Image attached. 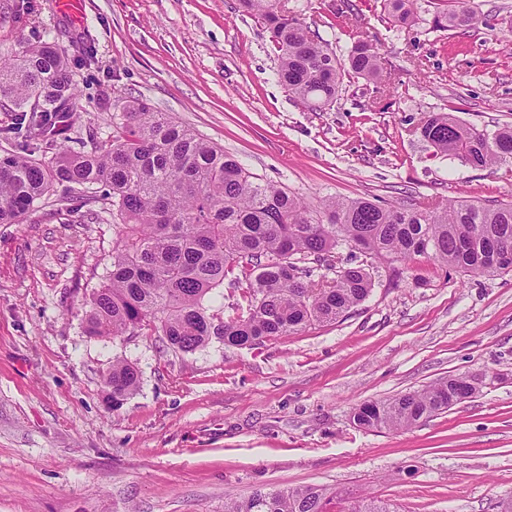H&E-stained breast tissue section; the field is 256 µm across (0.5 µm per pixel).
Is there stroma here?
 <instances>
[{"label": "stroma", "mask_w": 512, "mask_h": 512, "mask_svg": "<svg viewBox=\"0 0 512 512\" xmlns=\"http://www.w3.org/2000/svg\"><path fill=\"white\" fill-rule=\"evenodd\" d=\"M345 57L377 44L382 79L344 80L335 103L302 104L278 82L267 27L239 0H0V53L47 40L72 52L79 95L68 145L105 142L133 100L169 112L245 168L312 203L398 207L512 201V158L475 169L419 127L449 113L512 127V0H471L475 26L435 28L437 0L401 27L387 0H282ZM105 188L56 186L0 224V512H224L256 488L323 486L337 512L371 495L397 512H500L512 498V272L452 270L420 255L374 262L370 296L336 321L251 348L192 353L142 330L85 331L83 302L111 269ZM80 202L62 211V196ZM141 386L103 399L115 355ZM451 377L472 398L406 429H365L356 405Z\"/></svg>", "instance_id": "stroma-1"}]
</instances>
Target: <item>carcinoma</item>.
<instances>
[{"instance_id":"obj_1","label":"carcinoma","mask_w":512,"mask_h":512,"mask_svg":"<svg viewBox=\"0 0 512 512\" xmlns=\"http://www.w3.org/2000/svg\"><path fill=\"white\" fill-rule=\"evenodd\" d=\"M243 12L264 21L278 52L276 76L303 103L336 101L343 77L377 81L382 63L372 40L355 42L340 60L328 43L280 6V0H239ZM470 0L441 7L434 26L443 30L478 22ZM414 0H389L392 17L405 24ZM84 46L69 57L53 42L24 47L0 61V96L23 110L27 131L51 145L66 134L62 108L77 96L72 68ZM108 145L64 149L43 163L31 148L0 155V224H17L56 185L103 184L112 197V270L86 302V333L115 340L144 329L164 336L174 350L193 352L216 338L247 347L337 320L373 290L367 270L379 260L423 255L442 266L496 275L512 271V202L452 201L433 210L402 208L377 200L327 199L311 207L285 188L261 182L233 156L156 112L143 101L125 107ZM421 137L472 168L493 166L512 148V129L493 134L449 113L428 115ZM349 265L332 278L313 279L306 260L325 262L341 247ZM296 274L288 275V268ZM248 281V307L226 319L207 303L227 277ZM107 400L119 409L140 384L139 367L112 361L104 378ZM475 387L450 378L353 412L360 426L408 428L471 397ZM331 493L317 486L253 491L224 499V512H328ZM352 512H395L375 497Z\"/></svg>"}]
</instances>
